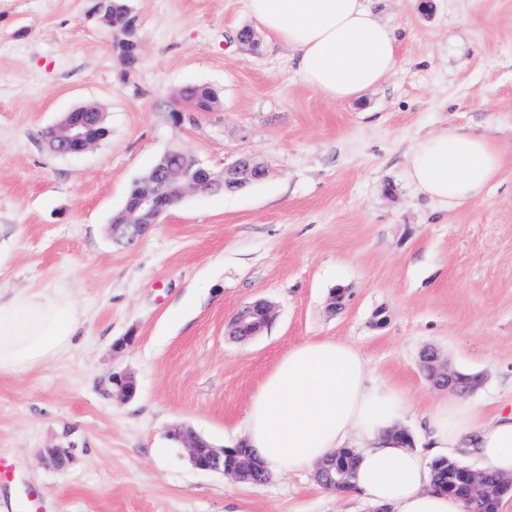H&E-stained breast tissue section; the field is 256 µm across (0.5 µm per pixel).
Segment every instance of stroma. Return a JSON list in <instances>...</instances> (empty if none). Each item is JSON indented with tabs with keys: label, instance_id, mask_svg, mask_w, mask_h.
I'll list each match as a JSON object with an SVG mask.
<instances>
[{
	"label": "stroma",
	"instance_id": "stroma-1",
	"mask_svg": "<svg viewBox=\"0 0 512 512\" xmlns=\"http://www.w3.org/2000/svg\"><path fill=\"white\" fill-rule=\"evenodd\" d=\"M130 4L141 43L129 70L92 0H0V291H62L81 321L68 350L0 370V452L15 468L0 512L30 489L54 512H367L311 469L261 485L194 469L167 432L234 446L264 376L316 339L352 344L406 390L415 451L445 397L420 367L426 347L482 376L463 397L481 419L512 410V160L449 211L409 179L413 142L441 129L512 143V0H370L399 62L350 102L307 87L267 33L259 50L239 43L255 25L247 0ZM194 85L218 101L175 125ZM87 104L107 136L51 153L46 129ZM172 147L215 171L246 153L267 175L188 195L136 245L113 240L134 181ZM336 288L347 298L333 312ZM256 299L273 319L230 339L231 317ZM116 373L136 379L134 399L113 397Z\"/></svg>",
	"mask_w": 512,
	"mask_h": 512
}]
</instances>
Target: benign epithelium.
<instances>
[{"mask_svg": "<svg viewBox=\"0 0 512 512\" xmlns=\"http://www.w3.org/2000/svg\"><path fill=\"white\" fill-rule=\"evenodd\" d=\"M94 14L99 20L112 27L116 32L126 36L127 51L125 65L133 66L138 59L140 41L137 33L138 21L135 15L128 12L120 17L103 16L96 10ZM101 113L93 112L88 116L69 111L61 116L58 122L49 127L45 141L52 152L57 155L80 154L96 143L95 126L99 123ZM185 153L171 149L164 153L162 171L163 186L148 189L129 201L120 217L113 222L112 237L119 241L134 243L142 238L148 230L158 223L166 212L167 206L179 202L188 192L215 191L226 187L238 189L246 186L252 180L251 168H259L249 156H241L233 163L224 167L220 172H214L196 160L189 166H183L180 161ZM273 308L263 299L255 300L238 309L233 315L229 329L237 340H248L259 335L272 319ZM421 363L426 377L440 389L455 395L474 391L481 384L478 374H462L448 367L442 361L440 354L434 348H427L421 353ZM116 395L129 400L136 394L137 386L134 378L127 374L112 377ZM167 437L176 441L187 452V460L191 467L206 472L225 474L240 483H257L253 462L245 459L240 462H230L231 452L225 448H216L203 440L192 429L177 424L172 426ZM316 474L326 477L323 485L336 490V457L332 456L322 461Z\"/></svg>", "mask_w": 512, "mask_h": 512, "instance_id": "obj_1", "label": "benign epithelium"}]
</instances>
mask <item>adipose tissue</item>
Instances as JSON below:
<instances>
[{"label": "adipose tissue", "instance_id": "ef3b65f1", "mask_svg": "<svg viewBox=\"0 0 512 512\" xmlns=\"http://www.w3.org/2000/svg\"><path fill=\"white\" fill-rule=\"evenodd\" d=\"M248 11L292 50L297 75L327 100L360 98L397 66V38L366 0H248ZM510 154L489 136L447 128L414 142L410 178L450 210L477 198ZM79 328L61 292L0 300V369L63 352ZM408 411L406 392L376 379L354 346L312 340L289 349L264 378L251 398L244 438L269 470L301 469L356 449L354 490L376 512H463L459 500L434 487L425 459L397 439ZM423 432L431 456L467 449L486 470L512 475V413L479 423L470 405L451 398L429 412Z\"/></svg>", "mask_w": 512, "mask_h": 512}]
</instances>
